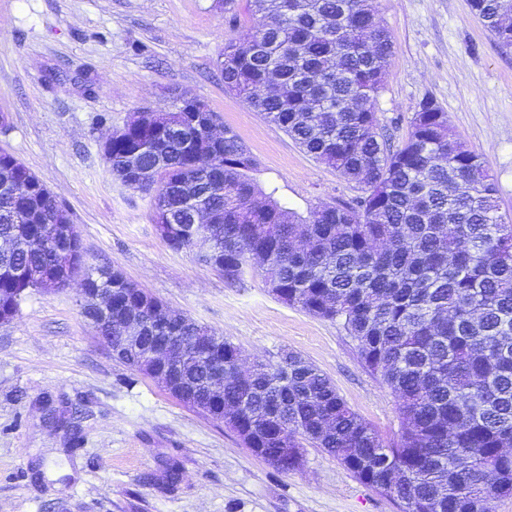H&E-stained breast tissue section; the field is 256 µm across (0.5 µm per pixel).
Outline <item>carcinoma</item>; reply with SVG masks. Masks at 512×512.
I'll return each instance as SVG.
<instances>
[{
	"mask_svg": "<svg viewBox=\"0 0 512 512\" xmlns=\"http://www.w3.org/2000/svg\"><path fill=\"white\" fill-rule=\"evenodd\" d=\"M497 45L512 48V4L471 0ZM254 31L224 47V85L306 153L364 187L353 204L303 220L248 177L256 159L231 129L214 136L193 113L142 114L112 133V174L133 188L156 181L155 223L174 249L208 225L199 258L241 279L257 259L272 292L339 320L367 369L395 396L402 420L387 441L300 355L244 374L240 351L192 319L159 314L146 347L178 336L184 379L214 421L240 408L238 436L281 472L300 466L303 443L336 457L404 512H490L512 495V224L500 220L496 184L481 154L449 133L426 100L393 147L376 103L392 40L373 0H248ZM50 190L15 156H0V318L37 289L36 271L66 285L83 264L79 234ZM84 287L112 288V320L139 308L142 290L115 271L85 272ZM212 344L196 357L193 340ZM224 367V403L208 389ZM293 453H284L285 447Z\"/></svg>",
	"mask_w": 512,
	"mask_h": 512,
	"instance_id": "1",
	"label": "carcinoma"
}]
</instances>
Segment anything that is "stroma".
<instances>
[{
	"label": "stroma",
	"mask_w": 512,
	"mask_h": 512,
	"mask_svg": "<svg viewBox=\"0 0 512 512\" xmlns=\"http://www.w3.org/2000/svg\"><path fill=\"white\" fill-rule=\"evenodd\" d=\"M247 0H0V148L65 209L85 261L109 266L238 346L244 365L294 351L319 367L382 436L398 432L390 391L342 324L273 294L265 268L226 280L157 231L150 195L113 177L103 140L173 95L203 100L257 160L249 178L301 218L361 188L317 163L224 86L217 62L249 38ZM394 46L377 98L381 128L407 135L420 102L483 155L512 218V50L471 0H374ZM82 274L36 289L0 322V512H403L335 457L305 446L282 473L227 425L120 363L83 312ZM178 480H171L170 470Z\"/></svg>",
	"instance_id": "35a3bbf8"
}]
</instances>
